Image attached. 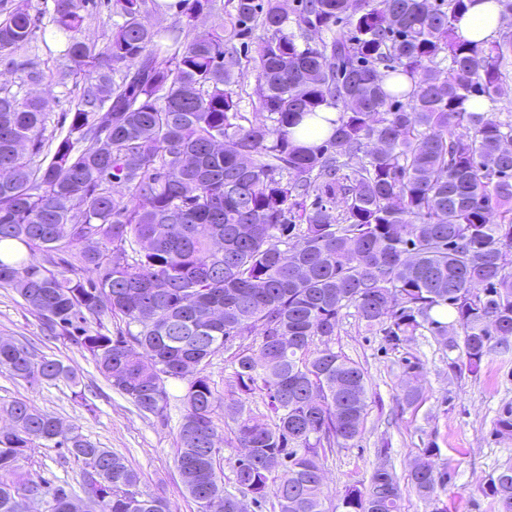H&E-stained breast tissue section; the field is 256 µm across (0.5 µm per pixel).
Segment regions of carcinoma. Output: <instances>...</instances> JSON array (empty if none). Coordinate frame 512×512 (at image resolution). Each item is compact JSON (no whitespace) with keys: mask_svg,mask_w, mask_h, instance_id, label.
Segmentation results:
<instances>
[{"mask_svg":"<svg viewBox=\"0 0 512 512\" xmlns=\"http://www.w3.org/2000/svg\"><path fill=\"white\" fill-rule=\"evenodd\" d=\"M182 2L180 25L161 31L144 22L147 0H107L122 22L98 43L81 36L95 0H55L70 62L56 75L27 56L41 9L19 0L0 19V61L23 82L50 93L72 80L69 126L48 136L42 97L0 92V243L12 246L0 287L88 352L141 415L164 418L168 385L183 384L176 466L195 472L184 488L197 512H237L239 495L270 512H327V456L354 446L368 410L364 370L332 347L342 310L393 351L429 333L451 370L512 354V121L496 117L512 35L464 39L455 22L471 0H298L294 31L281 0H231L224 26L203 33L194 19L213 0ZM312 33L328 38L313 46ZM238 40L254 46L251 114L229 89ZM382 68L409 87L385 88ZM471 98L487 110H467ZM324 104L340 110L332 135L294 144L290 128ZM65 196L69 211L57 207ZM84 268L96 276L80 278ZM112 316L126 329H92ZM223 349L230 429L250 448L247 466L231 462V491L217 467L223 398L204 375ZM0 365L33 388L80 384L11 339ZM255 397L258 414L245 408ZM0 418V512H30L36 493L43 512L80 499L66 480L17 471L36 448L80 464L84 512H167L124 456L79 428L59 440L61 420L26 399L0 405ZM494 432L512 438V406ZM379 455L342 512H401L388 449ZM438 456L426 448L410 470L430 501L452 479ZM481 493L512 512V464Z\"/></svg>","mask_w":512,"mask_h":512,"instance_id":"cac0c4a2","label":"carcinoma"}]
</instances>
